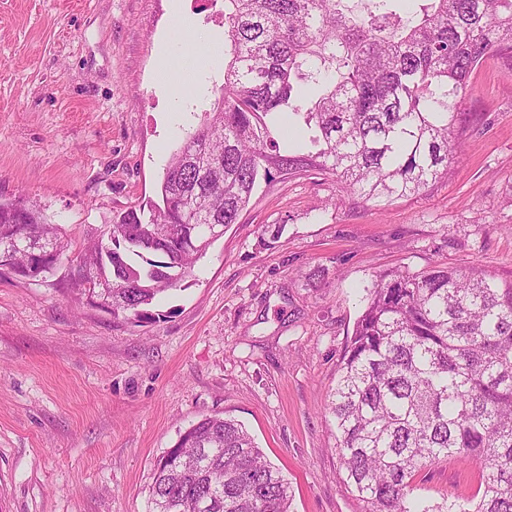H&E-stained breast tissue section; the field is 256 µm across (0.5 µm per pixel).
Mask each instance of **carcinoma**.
I'll return each instance as SVG.
<instances>
[{"instance_id":"1","label":"carcinoma","mask_w":512,"mask_h":512,"mask_svg":"<svg viewBox=\"0 0 512 512\" xmlns=\"http://www.w3.org/2000/svg\"><path fill=\"white\" fill-rule=\"evenodd\" d=\"M368 0H224L230 44L217 106L168 160L159 200L116 217L67 275L114 317L149 307L191 276L210 225L238 223L260 180L307 168L348 194L390 205L448 175L469 123L471 76L512 52V0H428L420 14ZM295 116L305 153L280 146ZM72 240L25 198L0 200V253L23 272L30 253L59 269ZM330 410L343 483L362 512H512V284L435 265L382 273L348 340ZM478 464L465 499L414 495L416 472ZM288 479L244 424L206 416L154 464L149 512H292Z\"/></svg>"}]
</instances>
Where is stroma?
<instances>
[{"label": "stroma", "mask_w": 512, "mask_h": 512, "mask_svg": "<svg viewBox=\"0 0 512 512\" xmlns=\"http://www.w3.org/2000/svg\"><path fill=\"white\" fill-rule=\"evenodd\" d=\"M224 0H0V198L74 246L156 198L224 82ZM204 55L194 82L162 86ZM446 177L386 206L318 170L261 182L193 275L137 323L0 277V512H147L157 457L202 417L242 421L293 512H360L328 395L367 288L437 264L512 283V53L478 68ZM284 231L277 240L269 232ZM420 496L468 497L444 461Z\"/></svg>", "instance_id": "35a3bbf8"}]
</instances>
